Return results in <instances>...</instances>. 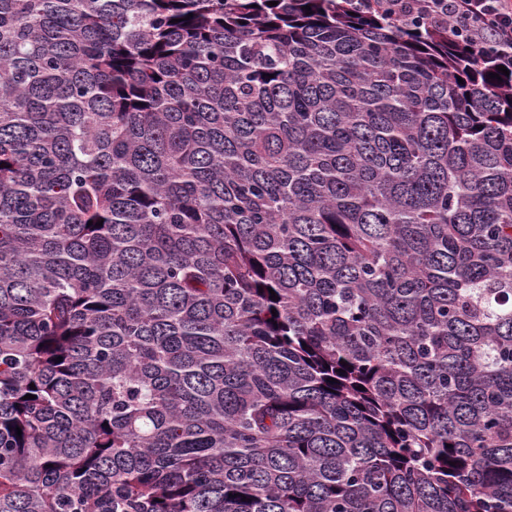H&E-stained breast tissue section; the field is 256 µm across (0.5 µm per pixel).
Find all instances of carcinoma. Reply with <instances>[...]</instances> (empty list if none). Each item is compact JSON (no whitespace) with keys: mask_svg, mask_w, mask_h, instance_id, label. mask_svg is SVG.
<instances>
[{"mask_svg":"<svg viewBox=\"0 0 512 512\" xmlns=\"http://www.w3.org/2000/svg\"><path fill=\"white\" fill-rule=\"evenodd\" d=\"M268 2L0 0V512H512V62Z\"/></svg>","mask_w":512,"mask_h":512,"instance_id":"carcinoma-1","label":"carcinoma"}]
</instances>
